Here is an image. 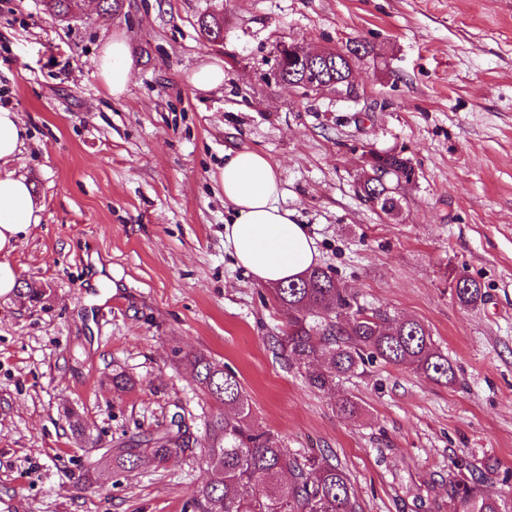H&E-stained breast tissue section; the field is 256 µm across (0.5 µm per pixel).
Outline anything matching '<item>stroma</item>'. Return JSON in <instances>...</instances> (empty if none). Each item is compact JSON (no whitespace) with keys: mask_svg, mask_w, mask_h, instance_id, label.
I'll return each mask as SVG.
<instances>
[{"mask_svg":"<svg viewBox=\"0 0 512 512\" xmlns=\"http://www.w3.org/2000/svg\"><path fill=\"white\" fill-rule=\"evenodd\" d=\"M224 18V42L199 32ZM133 77L112 98L94 58L114 33ZM368 51L351 102L271 81L276 47ZM224 83L200 91L201 65ZM0 95L28 137L10 167L42 221L9 258L41 302L0 296V512H192L215 474L201 451L129 475H84L118 441L184 415L204 441L219 407L177 353L234 372L259 427L325 457L361 512H448L451 459L494 461L484 494L512 501V0H121L78 17L0 0ZM277 166L282 206L359 304L419 320L453 365L438 383L374 360L312 390L273 337L288 313L224 247L214 181L228 149ZM411 157L397 217L357 193L369 150ZM487 302L463 309L456 276ZM123 368L138 381L115 395ZM359 403L341 415L340 398ZM92 446L71 434L67 411ZM198 90L209 91L224 83V69L217 64H206L195 70L190 78Z\"/></svg>","mask_w":512,"mask_h":512,"instance_id":"obj_1","label":"stroma"}]
</instances>
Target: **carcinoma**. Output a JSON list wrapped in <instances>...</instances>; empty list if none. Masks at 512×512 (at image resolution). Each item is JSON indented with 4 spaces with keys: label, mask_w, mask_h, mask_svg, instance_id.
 Masks as SVG:
<instances>
[{
    "label": "carcinoma",
    "mask_w": 512,
    "mask_h": 512,
    "mask_svg": "<svg viewBox=\"0 0 512 512\" xmlns=\"http://www.w3.org/2000/svg\"><path fill=\"white\" fill-rule=\"evenodd\" d=\"M48 13L66 17L83 8L78 0H42ZM208 42L224 40V21L211 16L198 22ZM294 44L277 49L284 79L300 83L316 69L331 80L347 73L342 57L300 59ZM415 175L412 160L395 150L368 153L359 182L360 196L388 192L399 179ZM452 297L462 308H477L487 293L475 279L456 277ZM274 299L288 311V328L274 343L289 360L305 368L308 385L329 392L347 373L365 362L364 356L404 366L431 380L455 381L453 366L435 345L428 327L413 319H391L380 310L361 306L356 298L321 266L296 281L271 288ZM195 382L224 412L210 420L203 448L208 465L219 478L199 486L190 501L193 512H361L351 480L343 468L325 458L301 457L280 440L260 430L249 398L236 375L201 352L185 353ZM112 391L120 395L137 381L123 370H112ZM182 428L166 427L143 433L110 449L106 462L114 473H132L147 460L157 467L189 450ZM448 468L460 471L448 481V512H504L501 504L482 494L481 485L495 465H475L453 459Z\"/></svg>",
    "instance_id": "cac0c4a2"
}]
</instances>
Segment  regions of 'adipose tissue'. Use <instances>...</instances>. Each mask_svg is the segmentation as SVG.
<instances>
[{
    "mask_svg": "<svg viewBox=\"0 0 512 512\" xmlns=\"http://www.w3.org/2000/svg\"><path fill=\"white\" fill-rule=\"evenodd\" d=\"M98 74L112 97H122L132 79V52L123 35H113L95 60ZM27 129L18 113L0 108V296L18 288V272L8 257L40 223L27 178L7 168L20 153ZM217 182L231 218L224 225V245L256 282L272 286L294 279L317 263L315 240L294 212L280 205L281 180L275 165L261 152L229 150Z\"/></svg>",
    "mask_w": 512,
    "mask_h": 512,
    "instance_id": "1",
    "label": "adipose tissue"
}]
</instances>
